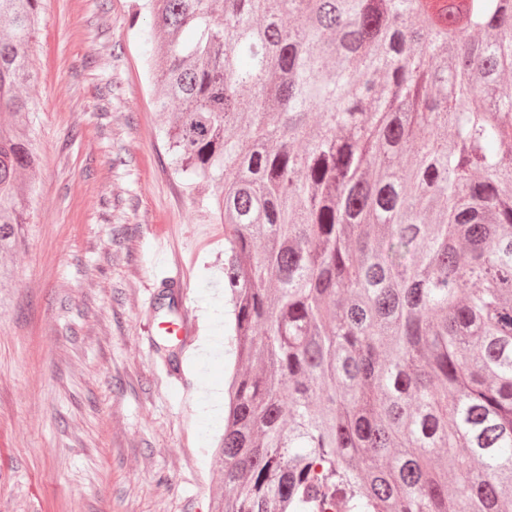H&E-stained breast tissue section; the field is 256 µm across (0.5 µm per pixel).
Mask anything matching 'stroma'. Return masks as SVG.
I'll list each match as a JSON object with an SVG mask.
<instances>
[{
  "instance_id": "35a3bbf8",
  "label": "stroma",
  "mask_w": 512,
  "mask_h": 512,
  "mask_svg": "<svg viewBox=\"0 0 512 512\" xmlns=\"http://www.w3.org/2000/svg\"><path fill=\"white\" fill-rule=\"evenodd\" d=\"M134 0H42L29 56L40 157L30 222L0 251V512H214L233 368L224 227L174 174ZM181 264L196 325L157 345Z\"/></svg>"
}]
</instances>
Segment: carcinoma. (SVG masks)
<instances>
[{
	"label": "carcinoma",
	"mask_w": 512,
	"mask_h": 512,
	"mask_svg": "<svg viewBox=\"0 0 512 512\" xmlns=\"http://www.w3.org/2000/svg\"><path fill=\"white\" fill-rule=\"evenodd\" d=\"M39 7L0 0V249ZM144 10L165 151L229 243L217 512H509L512 0Z\"/></svg>",
	"instance_id": "obj_1"
}]
</instances>
